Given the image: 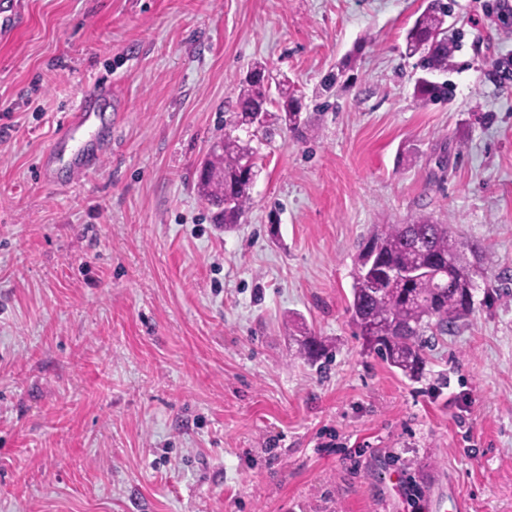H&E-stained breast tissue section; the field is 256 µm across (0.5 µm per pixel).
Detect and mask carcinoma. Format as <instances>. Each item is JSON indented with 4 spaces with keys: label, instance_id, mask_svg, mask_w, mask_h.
Masks as SVG:
<instances>
[{
    "label": "carcinoma",
    "instance_id": "cac0c4a2",
    "mask_svg": "<svg viewBox=\"0 0 512 512\" xmlns=\"http://www.w3.org/2000/svg\"><path fill=\"white\" fill-rule=\"evenodd\" d=\"M449 13L444 0H428L407 32L408 52L425 44L421 68L428 73L448 71L452 57ZM451 94L446 82L421 77L414 85V96L423 103L446 100ZM238 100L237 117L244 124L251 112L265 104L266 96L258 84L248 80L240 88ZM251 154L249 146L226 135L224 144L215 147L211 159L204 163L208 177H199L201 192L210 201L224 205L220 221L226 225L239 223L250 208L252 184L245 180L243 172L251 165ZM369 242L377 255L369 258L366 244L360 250L350 304L352 318L368 350L402 374L417 377L423 370L426 336L448 334L457 319L474 308L473 302L466 301V295L474 288V276L487 250L477 242L457 240L448 225L436 224L423 214L405 224L381 225ZM383 266L441 268L446 277L439 281L429 276L411 284L396 278L378 282L375 273Z\"/></svg>",
    "mask_w": 512,
    "mask_h": 512
}]
</instances>
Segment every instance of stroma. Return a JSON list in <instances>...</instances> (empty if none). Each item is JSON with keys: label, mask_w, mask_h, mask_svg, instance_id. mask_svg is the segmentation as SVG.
I'll return each instance as SVG.
<instances>
[{"label": "stroma", "mask_w": 512, "mask_h": 512, "mask_svg": "<svg viewBox=\"0 0 512 512\" xmlns=\"http://www.w3.org/2000/svg\"><path fill=\"white\" fill-rule=\"evenodd\" d=\"M0 35V512H512V0H451L448 100L413 96L426 0H20ZM345 85L324 88L343 57ZM288 79L230 123L255 62ZM97 84L112 149L36 164ZM254 150L214 223L211 146ZM424 214L488 296L411 380L350 311L359 250ZM312 336L327 345L311 363Z\"/></svg>", "instance_id": "1"}]
</instances>
